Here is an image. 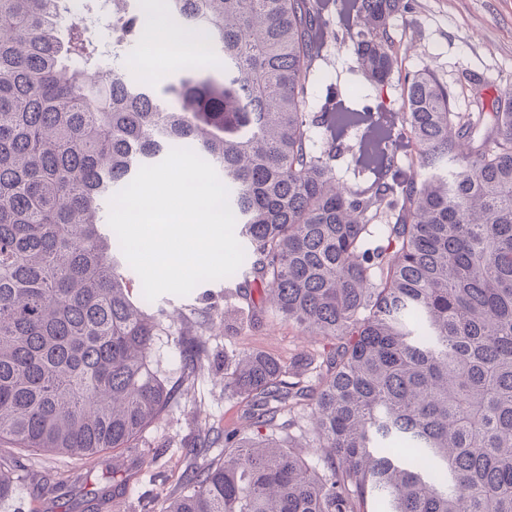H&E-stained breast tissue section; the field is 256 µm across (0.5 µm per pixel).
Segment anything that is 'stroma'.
Returning a JSON list of instances; mask_svg holds the SVG:
<instances>
[{
	"label": "stroma",
	"instance_id": "stroma-1",
	"mask_svg": "<svg viewBox=\"0 0 512 512\" xmlns=\"http://www.w3.org/2000/svg\"><path fill=\"white\" fill-rule=\"evenodd\" d=\"M324 17L327 26L313 65L307 111L319 113L331 97L378 117L398 116L405 109L401 83L394 80L381 87L362 75L338 0ZM391 28L402 47L403 70L431 72L448 87L454 111H492L495 99L512 91V0H414L411 18L394 19ZM160 302L186 319L164 324L154 339V366L174 394L160 418L136 440V452L102 453L71 499L61 504L48 498L38 505L31 495L37 477L69 469L62 456H39L32 473L18 477L0 512H85L87 492L105 487L106 477L116 469L129 479L119 504L109 512H155L166 498L180 494L187 465L204 467L223 456L220 442L195 452L198 436L209 429L251 435L242 404L224 393V370L239 352L257 349L288 363L304 356L320 359L325 349L324 342L272 313L252 317L248 301L218 280L200 283L185 296L161 295ZM188 332L198 335L205 352L200 374L187 380L181 340Z\"/></svg>",
	"mask_w": 512,
	"mask_h": 512
}]
</instances>
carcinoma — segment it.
<instances>
[{"mask_svg":"<svg viewBox=\"0 0 512 512\" xmlns=\"http://www.w3.org/2000/svg\"><path fill=\"white\" fill-rule=\"evenodd\" d=\"M110 2L108 54L81 23L61 34L60 0H0V502L33 458L90 464L168 406L151 359L167 311L133 291L100 210L179 147L222 172L240 295L262 285L276 317L331 346L313 386L306 358L240 353L224 390L256 434L224 432V456L188 467L162 512H512V93L463 115L433 75L406 74L401 128L423 174L353 189L333 173L343 146L315 151L305 111L321 0H166L224 70L160 92L119 63L153 36L143 14ZM348 2L359 67L382 85L412 0ZM383 140L361 146L366 166ZM203 352L184 340L187 374ZM298 408L320 467L282 434Z\"/></svg>","mask_w":512,"mask_h":512,"instance_id":"cac0c4a2","label":"carcinoma"}]
</instances>
